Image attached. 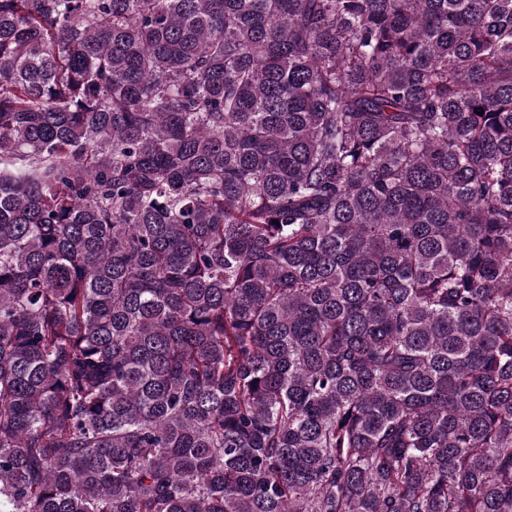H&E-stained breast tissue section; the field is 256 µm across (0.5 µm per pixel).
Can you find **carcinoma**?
I'll use <instances>...</instances> for the list:
<instances>
[{
    "mask_svg": "<svg viewBox=\"0 0 512 512\" xmlns=\"http://www.w3.org/2000/svg\"><path fill=\"white\" fill-rule=\"evenodd\" d=\"M0 512H512V0H0Z\"/></svg>",
    "mask_w": 512,
    "mask_h": 512,
    "instance_id": "obj_1",
    "label": "carcinoma"
}]
</instances>
